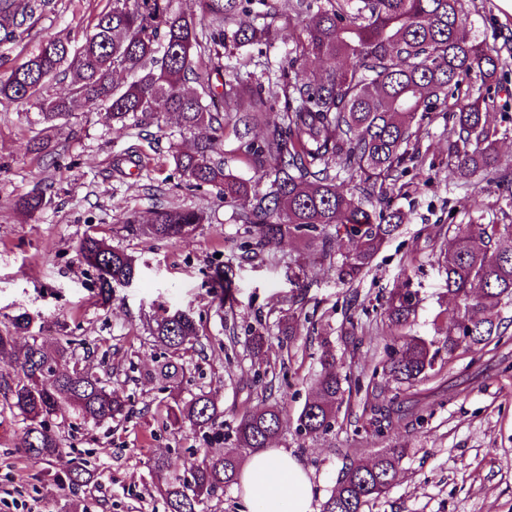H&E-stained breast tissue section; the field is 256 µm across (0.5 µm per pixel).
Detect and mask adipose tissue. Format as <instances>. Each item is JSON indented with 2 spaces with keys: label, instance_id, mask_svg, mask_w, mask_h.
<instances>
[{
  "label": "adipose tissue",
  "instance_id": "1",
  "mask_svg": "<svg viewBox=\"0 0 512 512\" xmlns=\"http://www.w3.org/2000/svg\"><path fill=\"white\" fill-rule=\"evenodd\" d=\"M239 484L252 512H314L312 479L288 449L252 455Z\"/></svg>",
  "mask_w": 512,
  "mask_h": 512
}]
</instances>
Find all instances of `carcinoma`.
Instances as JSON below:
<instances>
[{
	"instance_id": "obj_1",
	"label": "carcinoma",
	"mask_w": 512,
	"mask_h": 512,
	"mask_svg": "<svg viewBox=\"0 0 512 512\" xmlns=\"http://www.w3.org/2000/svg\"><path fill=\"white\" fill-rule=\"evenodd\" d=\"M53 0H0V44L20 45ZM199 13L186 15L179 0H107L77 49L68 40L48 39L21 63L0 76V97L37 109V122L64 128L76 108L104 111L124 131H144L174 117L182 134L205 130L193 147H171L175 169L189 188L209 187L233 209L234 220L249 225L256 246L285 236H302L320 259L334 260L336 239L356 243L336 266L343 281L356 279L399 230L400 216L388 205L387 182L413 159L422 125L442 106L448 108L450 172L468 182L500 166L499 129L489 122L494 99L484 91L502 65L496 51L472 35L463 0H263L259 17L243 0H197ZM295 18L288 34L292 47L270 95L265 86L223 76L224 48L271 44L276 19ZM314 56L317 71L298 72ZM207 59L202 65L200 60ZM69 79L63 97L47 98V82ZM243 127L238 138L258 181L224 166V134L230 122ZM263 124L266 136L249 140L250 128ZM355 182L343 189L341 178ZM52 204L42 192L19 201L33 215ZM209 223L202 209L156 206L147 225L157 240L184 237ZM512 224H466L454 228L444 252L448 296L455 313L443 342L404 336L382 362V375L412 387L435 371L440 353L453 360L461 349L482 351L500 340L502 319L494 310L512 304ZM78 253L96 272L99 292L112 297L113 285L131 281L136 259L94 231L83 234ZM220 302L232 297L224 268L209 276ZM419 298L409 289L396 293L385 310L388 325L405 328L414 320ZM31 342L19 349L16 337ZM164 350L154 377L170 390L181 388L183 357L199 336L195 318L181 310L155 320L150 332ZM83 340L63 336L49 349L36 331L35 318L19 313L0 326V403L22 417L16 448L41 463L58 455L65 438L48 422L74 417L83 424L124 420L129 408L112 388V369L99 371L79 353ZM315 393L303 405L296 432L326 435L336 422L345 393L330 347L322 346ZM224 414L205 392L188 400L174 397L166 420L187 424L207 447L198 448L180 473L167 461L154 463L167 512H204L202 505L238 484L241 453L268 447L287 423L284 406L262 405L243 414L232 429L239 452L215 451L224 443ZM401 455L391 450L369 465L346 469L319 512H364L393 486ZM86 462L66 475L74 489L88 482Z\"/></svg>"
}]
</instances>
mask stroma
<instances>
[{"label": "stroma", "instance_id": "35a3bbf8", "mask_svg": "<svg viewBox=\"0 0 512 512\" xmlns=\"http://www.w3.org/2000/svg\"><path fill=\"white\" fill-rule=\"evenodd\" d=\"M34 26L28 50L49 38L80 43L82 32L107 0H54ZM480 40L496 48L503 64L490 87L492 123L506 129L499 143L503 167L512 169V12L500 0H464ZM290 44L279 38L258 65L257 49L241 46L224 55V76L252 75L267 81L268 68L286 60ZM34 109L0 100V321L26 311L44 323L42 336H82L105 352L112 386L131 403L120 424L74 428L61 425L68 444L49 462L34 464L14 443L22 423L0 421V512H164L155 489L153 464L165 459L179 469L203 440L190 427L165 425L169 391L147 373L160 355L150 338L154 319L166 312L190 313L202 327L186 359L184 394L210 392L223 410L225 428L265 401L284 402L289 426L274 440L291 450L308 471L314 503H321L345 467L371 462L396 448L403 457L395 485L366 512H512V308L498 347L459 352L440 376L409 390L376 374L399 333L427 339L447 335L454 303L448 297L441 252L448 228L457 224L512 222V199L497 177L471 182L448 175L446 108L426 119L417 153L389 189L402 225L358 279L343 282L305 241L283 238L276 246H254L247 225L235 223L213 190L185 189L169 157L173 143L189 146L174 123L150 126L141 139L112 128L105 113L77 109L67 132L33 123ZM47 150H30L33 138ZM136 154L115 173L117 156ZM46 192L52 203L27 216L17 200ZM202 208L211 223L192 235L157 240L145 225L155 201ZM138 215L125 231L126 215ZM97 231L138 259L133 281L111 298L98 293L95 272L77 255L80 238ZM223 266L235 283L233 312L221 310L208 275ZM411 286L421 299L405 331L389 327L384 308L393 292ZM298 331L284 338L287 326ZM266 341L254 349L250 338ZM336 353V368L352 389L331 432L312 439L293 422L312 397V379L323 343ZM414 401L410 417L378 434L368 425L374 408ZM87 459L94 476L72 489L64 476L73 461Z\"/></svg>", "mask_w": 512, "mask_h": 512}]
</instances>
